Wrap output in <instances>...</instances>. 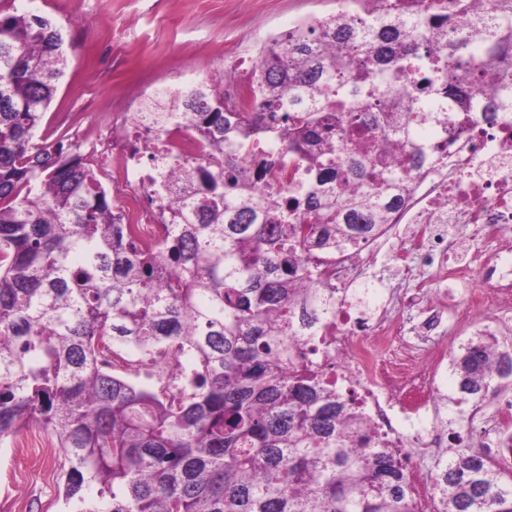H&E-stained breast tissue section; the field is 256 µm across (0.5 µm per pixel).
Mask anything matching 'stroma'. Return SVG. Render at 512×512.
Returning a JSON list of instances; mask_svg holds the SVG:
<instances>
[{
	"label": "stroma",
	"mask_w": 512,
	"mask_h": 512,
	"mask_svg": "<svg viewBox=\"0 0 512 512\" xmlns=\"http://www.w3.org/2000/svg\"><path fill=\"white\" fill-rule=\"evenodd\" d=\"M49 19L62 32L68 69L37 131L38 138H64L95 150L112 129V115L127 112L147 91H177L189 80L224 67V49L236 44L254 55L237 33L259 30L287 34L300 20L325 17L336 0H0ZM399 284L387 255L374 259L365 283L353 294L370 307L382 306ZM436 400L421 427L448 436V447L464 451L481 443L479 424L470 422L452 376L436 382ZM53 437L30 425L0 444V512H68L61 479L63 456Z\"/></svg>",
	"instance_id": "35a3bbf8"
}]
</instances>
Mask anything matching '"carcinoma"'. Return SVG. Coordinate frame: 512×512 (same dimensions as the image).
Returning <instances> with one entry per match:
<instances>
[{"instance_id":"1","label":"carcinoma","mask_w":512,"mask_h":512,"mask_svg":"<svg viewBox=\"0 0 512 512\" xmlns=\"http://www.w3.org/2000/svg\"><path fill=\"white\" fill-rule=\"evenodd\" d=\"M428 8L337 12L258 48L244 112L217 85L150 104L153 128L183 120L213 159L167 184L158 252L112 212L82 144L35 140L64 74L62 34L0 14V441L33 423L50 432L70 512H412L402 457L308 359L336 288L302 273L386 224L429 130L512 114V0L462 21ZM365 125L368 145L349 152L339 132ZM259 132L305 166L278 205L245 150ZM163 344L195 354L191 391L168 398L112 364L122 345ZM453 368L476 400L512 376V349L479 336ZM433 480L446 512H512V479L479 450Z\"/></svg>"}]
</instances>
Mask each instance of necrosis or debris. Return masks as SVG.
I'll return each instance as SVG.
<instances>
[{
    "instance_id": "1",
    "label": "necrosis or debris",
    "mask_w": 512,
    "mask_h": 512,
    "mask_svg": "<svg viewBox=\"0 0 512 512\" xmlns=\"http://www.w3.org/2000/svg\"><path fill=\"white\" fill-rule=\"evenodd\" d=\"M432 1L440 14L460 17L493 5V0H376L374 7H402L417 14ZM256 73V59L228 51L218 80L236 102L251 92ZM257 148L270 164L262 183L270 198H279L302 179L284 147L261 142ZM208 161L202 142L180 122L158 137L140 113L113 114L112 153L105 158L118 184L112 209L124 216L143 248L158 249L170 232L160 220L158 205L173 172L188 162ZM403 226L408 233L394 252L398 270L406 273L420 265L430 273L428 286L419 289L427 335H437L446 315L460 324L472 322L479 306L497 311L502 322L512 321V119L503 117L489 125L480 113H471L464 128L433 142L383 229L358 249L345 247L317 256L305 274L307 281H325L336 288V313L325 322L314 361L330 365L338 384L356 389L371 426L405 456L409 450L403 426L427 409L446 352L436 344L419 352L408 350L400 342L401 323L391 310L371 312L349 294L369 258ZM443 283L467 289L468 297L432 298L429 286ZM121 357L134 371H147L169 395L189 387L195 367L190 352L178 353L166 345L144 359L126 350Z\"/></svg>"
}]
</instances>
